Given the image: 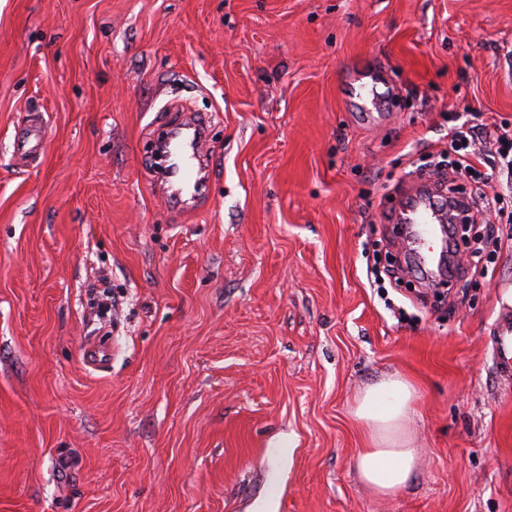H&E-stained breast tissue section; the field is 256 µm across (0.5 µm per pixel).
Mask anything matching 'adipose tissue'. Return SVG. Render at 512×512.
Wrapping results in <instances>:
<instances>
[{"label":"adipose tissue","mask_w":512,"mask_h":512,"mask_svg":"<svg viewBox=\"0 0 512 512\" xmlns=\"http://www.w3.org/2000/svg\"><path fill=\"white\" fill-rule=\"evenodd\" d=\"M414 399L412 385L389 374L368 386L356 402L354 415L368 438L367 447L358 452L356 469L377 495H396L415 474L417 454L404 431Z\"/></svg>","instance_id":"adipose-tissue-1"}]
</instances>
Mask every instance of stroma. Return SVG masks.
<instances>
[{"label":"stroma","instance_id":"1","mask_svg":"<svg viewBox=\"0 0 512 512\" xmlns=\"http://www.w3.org/2000/svg\"><path fill=\"white\" fill-rule=\"evenodd\" d=\"M192 116L183 207L154 151ZM485 116L512 131V0H0V512H512V223L454 307L366 276L394 186ZM388 374L420 462L383 498L352 407ZM26 132L23 137L15 141L14 151L20 156H35L42 147L44 138V125L38 119H28ZM493 352L500 376L512 378V317H501L493 333Z\"/></svg>","mask_w":512,"mask_h":512}]
</instances>
